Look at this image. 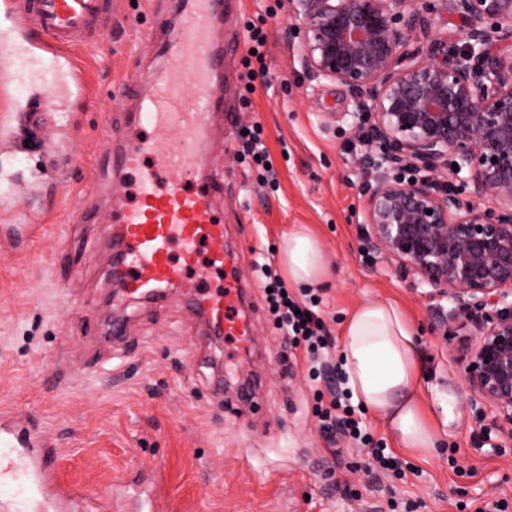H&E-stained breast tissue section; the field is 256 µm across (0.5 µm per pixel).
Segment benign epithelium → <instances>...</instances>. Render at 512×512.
I'll return each mask as SVG.
<instances>
[{"label":"benign epithelium","instance_id":"benign-epithelium-1","mask_svg":"<svg viewBox=\"0 0 512 512\" xmlns=\"http://www.w3.org/2000/svg\"><path fill=\"white\" fill-rule=\"evenodd\" d=\"M296 14L302 74L345 86L366 121L365 249L477 330L457 347L464 383L512 438V0H297ZM443 14L463 43L412 45Z\"/></svg>","mask_w":512,"mask_h":512}]
</instances>
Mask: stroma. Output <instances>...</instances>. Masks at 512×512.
Here are the masks:
<instances>
[{
    "label": "stroma",
    "instance_id": "obj_1",
    "mask_svg": "<svg viewBox=\"0 0 512 512\" xmlns=\"http://www.w3.org/2000/svg\"><path fill=\"white\" fill-rule=\"evenodd\" d=\"M177 0H112L106 38L76 50L87 91H60L40 122L13 112L0 90V414L54 441L59 480L87 494L116 490L111 512H137L154 469L174 512H512V439L471 402L454 344L438 327L436 300L364 250L365 148L348 89L299 74L294 0H224V71L207 160L224 172L218 214L238 278L249 288L253 345L225 358L181 289L163 303L118 299L109 273L114 230L72 211L133 200L123 173L103 170L105 125L124 126L134 103L125 83L159 65L158 40L176 28ZM267 33L268 70L245 93L248 30ZM155 43L145 44L146 31ZM260 122L278 174L263 186L245 160L242 127ZM36 147H28V138ZM35 223L12 239V224ZM307 225L331 276L317 289L321 313L342 339L359 304L391 302L412 324L424 359L421 404L455 395L456 421L430 456L399 447L372 412L374 440L397 450L403 479L366 475L351 440L328 444L314 415V382L300 349L285 350L266 317L254 272L278 261L290 230ZM117 319L124 343L104 338Z\"/></svg>",
    "mask_w": 512,
    "mask_h": 512
}]
</instances>
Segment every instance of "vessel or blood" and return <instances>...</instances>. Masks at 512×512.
I'll list each match as a JSON object with an SVG mask.
<instances>
[{
    "mask_svg": "<svg viewBox=\"0 0 512 512\" xmlns=\"http://www.w3.org/2000/svg\"><path fill=\"white\" fill-rule=\"evenodd\" d=\"M221 5L180 0L178 30L160 52L162 72L147 74L150 93L138 99L124 131L110 138L113 169L130 174L137 186L135 202L112 209L118 257L111 273L135 299H159L167 288H182L200 319L247 346L252 325L242 311L239 280L200 285L226 262L224 226L215 218L203 169L215 77L224 67ZM108 8V0H0L11 22L0 35V87L27 89L16 111L45 102L63 77L83 91L73 52L102 29ZM203 242L210 251L204 266L198 259ZM175 243L181 247L176 259L170 252ZM55 456L42 430L0 417V512H109V503L57 482Z\"/></svg>",
    "mask_w": 512,
    "mask_h": 512,
    "instance_id": "1",
    "label": "vessel or blood"
}]
</instances>
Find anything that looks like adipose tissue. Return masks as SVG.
Here are the masks:
<instances>
[{"instance_id":"obj_1","label":"adipose tissue","mask_w":512,"mask_h":512,"mask_svg":"<svg viewBox=\"0 0 512 512\" xmlns=\"http://www.w3.org/2000/svg\"><path fill=\"white\" fill-rule=\"evenodd\" d=\"M288 280L321 284L330 267L318 238L298 226L284 239L279 256ZM422 361L412 329L392 303L366 302L349 315L343 331L342 371L358 402L375 413L404 448L435 450L440 427L454 423V399L441 402V422L425 416L418 395Z\"/></svg>"}]
</instances>
